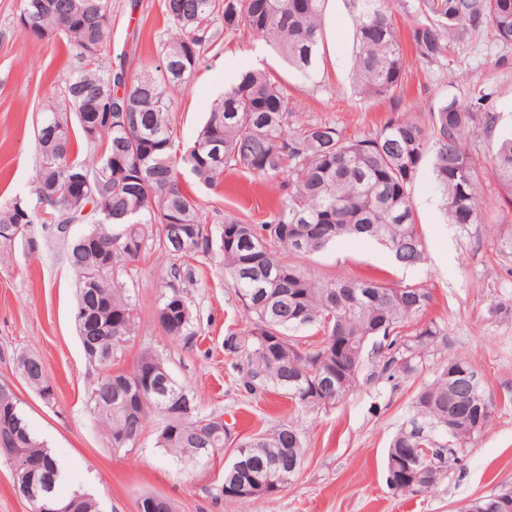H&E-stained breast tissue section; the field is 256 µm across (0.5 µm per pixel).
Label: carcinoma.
Returning a JSON list of instances; mask_svg holds the SVG:
<instances>
[{"label":"carcinoma","instance_id":"1","mask_svg":"<svg viewBox=\"0 0 512 512\" xmlns=\"http://www.w3.org/2000/svg\"><path fill=\"white\" fill-rule=\"evenodd\" d=\"M326 0H165L174 33L163 47V61L135 73L125 66L107 69L101 57L90 59L91 45L105 46L109 0H22L19 21L37 40L66 37L71 72L63 97L74 125L47 107L37 126L59 128L57 142L35 141L38 154L37 204L17 200L0 211V249H9L31 224H51L61 239L71 240L69 264L78 278L74 322L86 359L100 373L88 403L108 445L132 447L152 418L165 424L157 444L174 460L208 465L224 451L230 431L224 420L205 415L185 386L171 378L150 350L129 372H112L116 354L135 331L126 290L110 281L112 269L100 265L110 252L116 261L139 257L145 232L159 226V241L175 260L190 254L218 255L235 296L248 319L247 328L224 338V350L246 359L241 387L249 395L278 390L293 409L326 413L352 394L362 381L367 349L378 376L399 380L416 374L429 352L448 347L443 325L423 321L432 301L429 289L392 287L375 280L323 282L285 261L287 255H312L342 240L375 241L395 259L415 265L424 259L422 234L414 219L411 187L428 153L432 175L450 224H494L495 215L482 188L483 171L470 149L479 131L492 130L498 116L489 94L480 89L470 101H441L428 119L407 112L378 132L344 136L335 124H301L279 84L261 71L246 70L224 87L183 163L211 184L226 169H244L258 177L288 176V193L262 224L228 222L212 232L202 222L194 198L183 192L172 159L170 114L175 92L194 74L202 42L216 14L224 30H248L274 46L288 64L307 77L318 66ZM356 29L355 87L360 97L400 95L405 71L401 41L391 14L401 6L415 15L410 40L417 61L448 63L454 42L469 32L487 31L512 45V0H347ZM112 107V127L92 133L99 112ZM106 152H101V145ZM100 152L97 164L80 158L82 148ZM494 178L512 205V135L501 137L490 156ZM183 230L174 242L171 221ZM92 222L70 237L72 224ZM162 331L178 339L188 334L192 310L172 286L156 310ZM318 326L323 337L303 346L299 334ZM16 368L42 400L54 401L39 357L20 351ZM471 375L486 402L482 426L473 432L436 436V444L410 433L409 423L448 422L459 402L448 385V371ZM330 376L332 389L321 385ZM167 394L155 384L165 378ZM495 404L469 356L454 351L438 363L432 379L415 395L412 411L391 439L385 467L406 460L409 449L436 447L435 469L421 486L398 485L400 494L437 486L490 422ZM236 458L224 467L215 499L224 512L275 496L291 485L306 455V444L289 422L241 440ZM9 462L13 483L29 504L58 512H100L88 492L57 495L64 463L30 429L21 401L0 383V459Z\"/></svg>","mask_w":512,"mask_h":512}]
</instances>
